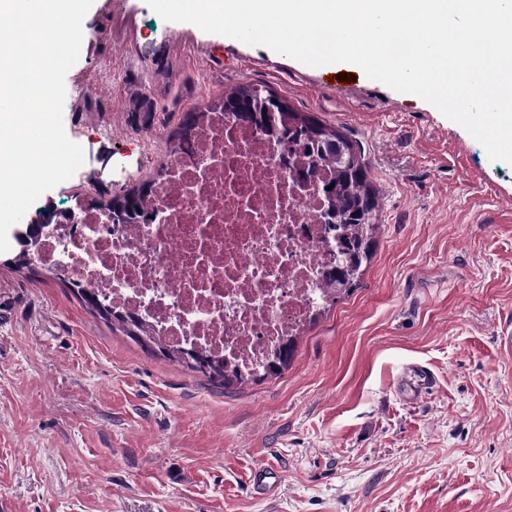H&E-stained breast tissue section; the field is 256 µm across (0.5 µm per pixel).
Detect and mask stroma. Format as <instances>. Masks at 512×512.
Masks as SVG:
<instances>
[{
	"mask_svg": "<svg viewBox=\"0 0 512 512\" xmlns=\"http://www.w3.org/2000/svg\"><path fill=\"white\" fill-rule=\"evenodd\" d=\"M82 29L64 127L105 197L185 113L255 83L363 147L381 233L288 369L230 390L0 253V512H512V166L417 95L364 76L325 92L321 69L146 0H93ZM418 368L434 384L412 401Z\"/></svg>",
	"mask_w": 512,
	"mask_h": 512,
	"instance_id": "stroma-1",
	"label": "stroma"
}]
</instances>
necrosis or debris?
Returning a JSON list of instances; mask_svg holds the SVG:
<instances>
[{"label": "necrosis or debris", "mask_w": 512, "mask_h": 512, "mask_svg": "<svg viewBox=\"0 0 512 512\" xmlns=\"http://www.w3.org/2000/svg\"><path fill=\"white\" fill-rule=\"evenodd\" d=\"M303 144L221 109L173 147L138 214L117 223L89 206L87 176L24 258L86 288L173 349L263 372L334 298L336 232L324 191L331 166L307 176Z\"/></svg>", "instance_id": "1"}]
</instances>
